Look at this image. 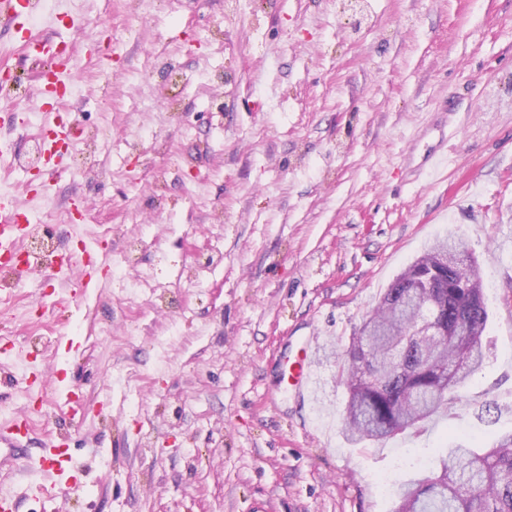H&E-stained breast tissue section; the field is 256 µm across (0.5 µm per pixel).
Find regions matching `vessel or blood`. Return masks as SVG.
I'll return each instance as SVG.
<instances>
[{
  "mask_svg": "<svg viewBox=\"0 0 512 512\" xmlns=\"http://www.w3.org/2000/svg\"><path fill=\"white\" fill-rule=\"evenodd\" d=\"M67 12L66 7L48 11L46 0H0V28L18 34V42L27 55L39 56L40 38L36 37V28L55 29L59 18ZM73 65V47L71 42L59 40L48 60L44 74H41V91L37 103L41 111L49 113L41 132L45 141V161L54 163L61 147L78 145L84 136L79 122L62 123L53 119L51 113L70 99L74 93L71 82L65 81L62 74ZM448 162V153L444 146L427 149L419 170L428 176L442 168ZM36 228V219L32 211L19 206L14 191L0 189V273L22 280L25 271L18 264L24 238ZM313 352L311 345H304L298 359H284L281 364V376L291 390L298 395L307 392L313 383L311 367ZM30 429L28 419L9 417L0 420V451L13 462L24 460V448Z\"/></svg>",
  "mask_w": 512,
  "mask_h": 512,
  "instance_id": "1",
  "label": "vessel or blood"
}]
</instances>
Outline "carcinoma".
<instances>
[{"label": "carcinoma", "mask_w": 512, "mask_h": 512, "mask_svg": "<svg viewBox=\"0 0 512 512\" xmlns=\"http://www.w3.org/2000/svg\"><path fill=\"white\" fill-rule=\"evenodd\" d=\"M437 302L448 336L405 337L413 302ZM488 321L481 276L453 233L408 265L352 336L338 377L347 391V440L381 441L417 429L462 399L483 366ZM391 512H512V434L481 454L451 444L435 468L396 486Z\"/></svg>", "instance_id": "cac0c4a2"}]
</instances>
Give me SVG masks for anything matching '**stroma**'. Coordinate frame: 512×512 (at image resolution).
Listing matches in <instances>:
<instances>
[{"instance_id":"stroma-1","label":"stroma","mask_w":512,"mask_h":512,"mask_svg":"<svg viewBox=\"0 0 512 512\" xmlns=\"http://www.w3.org/2000/svg\"><path fill=\"white\" fill-rule=\"evenodd\" d=\"M78 3L61 115L96 138L45 200L19 162L42 114L0 108L18 153L0 186L65 224L60 254L87 247L102 282L36 261L0 292V419L42 406L28 471L0 463L15 512H390L375 479L415 477L405 458L512 433V0ZM442 132L445 182L411 180L404 155ZM451 232L485 288V364L452 410L351 444L337 359ZM310 336L300 399L278 363Z\"/></svg>"}]
</instances>
